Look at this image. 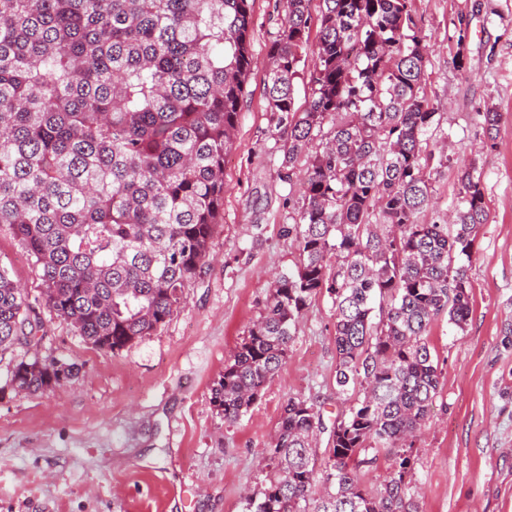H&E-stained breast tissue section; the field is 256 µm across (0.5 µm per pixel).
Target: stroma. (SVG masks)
<instances>
[{
    "label": "stroma",
    "mask_w": 512,
    "mask_h": 512,
    "mask_svg": "<svg viewBox=\"0 0 512 512\" xmlns=\"http://www.w3.org/2000/svg\"><path fill=\"white\" fill-rule=\"evenodd\" d=\"M279 0H254V68L224 161V219L213 260L186 288L164 326L121 351L92 347L56 316L43 317L36 351L0 363L64 358L79 374L43 393L0 394V512H242L260 488L262 465L288 397L320 407L332 424L336 394L332 301L305 312L285 364L260 400L225 425L211 389L248 327L274 274L294 269L297 252L281 228L302 204L281 184L270 156L264 97L267 47ZM427 46L421 87L447 132V165L432 171L435 207L423 224L446 220L461 173L483 169L489 210L468 267L471 315L465 329L438 318L428 342L441 386L412 450L420 512H512V0H412ZM501 114L488 139L481 112ZM0 264L30 299L35 267L8 229Z\"/></svg>",
    "instance_id": "1"
}]
</instances>
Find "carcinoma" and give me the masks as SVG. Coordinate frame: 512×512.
<instances>
[{"label": "carcinoma", "mask_w": 512, "mask_h": 512, "mask_svg": "<svg viewBox=\"0 0 512 512\" xmlns=\"http://www.w3.org/2000/svg\"><path fill=\"white\" fill-rule=\"evenodd\" d=\"M253 2L0 0V227L41 285L32 302L0 266V361L38 346L43 309L116 352L180 307L223 218ZM310 2L282 0L266 73L280 181L293 184L297 158H309L303 204L284 226L298 262L273 281L212 402L227 425L247 414L306 309L328 295L347 410L320 458L319 412L288 398L243 512H418L411 449L440 386L427 336L442 315L458 329L469 319L468 263L488 217L482 170L461 176L451 222L418 223L433 201L429 171L447 162L426 143L448 134L422 92L411 0H320L309 93L295 106ZM78 372L35 356L8 364L7 383L45 392ZM382 458L384 482L363 485Z\"/></svg>", "instance_id": "obj_1"}]
</instances>
